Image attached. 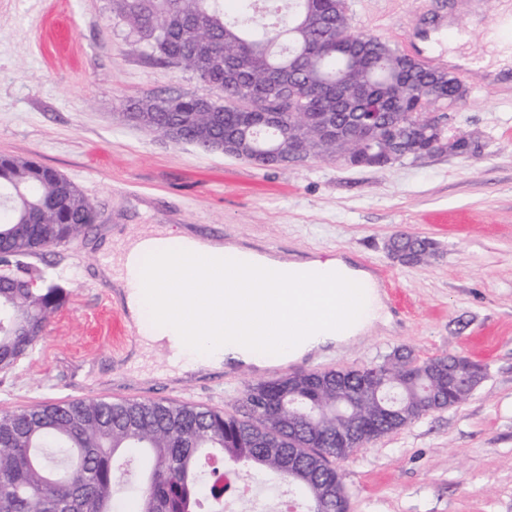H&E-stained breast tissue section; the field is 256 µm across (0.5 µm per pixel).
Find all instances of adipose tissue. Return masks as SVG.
I'll use <instances>...</instances> for the list:
<instances>
[{"mask_svg":"<svg viewBox=\"0 0 512 512\" xmlns=\"http://www.w3.org/2000/svg\"><path fill=\"white\" fill-rule=\"evenodd\" d=\"M498 19L499 26L487 34L489 52L481 62L454 50L448 53L449 62L490 72L511 67L512 43L504 35L512 30V0H501ZM94 246L103 257L101 277L113 288L139 335L135 354L166 349L172 355L168 369L172 377L222 371L228 353L261 368L299 360L321 348L367 336L388 322L371 274L337 256L273 260L166 225L128 236L117 246L107 232ZM320 282L335 289L358 282L367 287L364 311L345 334L319 325L308 313L304 294ZM241 288L248 289L253 304L280 307L299 317L305 324L303 332L275 337L274 352L257 354L249 323L227 322L220 316L221 311L239 309Z\"/></svg>","mask_w":512,"mask_h":512,"instance_id":"ef3b65f1","label":"adipose tissue"}]
</instances>
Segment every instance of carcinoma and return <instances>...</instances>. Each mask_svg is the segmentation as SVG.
Instances as JSON below:
<instances>
[{
	"mask_svg": "<svg viewBox=\"0 0 512 512\" xmlns=\"http://www.w3.org/2000/svg\"><path fill=\"white\" fill-rule=\"evenodd\" d=\"M234 17L224 0H112V16L149 60L182 68L220 100L188 95L120 100L128 116L175 143L206 151L224 139L247 138L255 148L298 139L313 158L345 159L382 134L396 139L401 158L415 159L430 144L414 116L431 102L451 106L465 89L446 71L421 66L381 38L351 30L343 0H236ZM240 62L236 89L224 93V60ZM277 73L288 87L305 83L307 98L293 113L288 97L268 84ZM366 98L352 104L377 112L375 127L355 122L336 106V90ZM261 112L280 113L279 130L254 126ZM342 127L340 139L321 142L323 120ZM94 204L60 172L29 158L0 156V369L11 368L43 335L48 316L68 299L66 289L27 259L85 236L95 223ZM396 250L414 264L434 252L433 242L398 233ZM397 363L361 370H330L325 380L296 381V399L318 409L312 419L289 412L288 381L247 388L240 416L208 407L152 400L78 399L0 411V512H117L114 485L126 474V449L143 448L151 469L139 474L133 512H198L199 455L212 448L225 462L284 475L303 443L314 449L303 487L305 512H347L336 505L334 461L411 425L432 401L452 408L467 399V382L448 386L455 357L419 361L395 351ZM401 392L412 413L400 422L377 413L371 389ZM353 401L356 417L336 435V409Z\"/></svg>",
	"mask_w": 512,
	"mask_h": 512,
	"instance_id": "cac0c4a2",
	"label": "carcinoma"
}]
</instances>
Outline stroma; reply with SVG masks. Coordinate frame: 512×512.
<instances>
[{
  "label": "stroma",
  "instance_id": "35a3bbf8",
  "mask_svg": "<svg viewBox=\"0 0 512 512\" xmlns=\"http://www.w3.org/2000/svg\"><path fill=\"white\" fill-rule=\"evenodd\" d=\"M354 30L400 52L420 34H466L484 50L490 0H346ZM112 16V0H0V156L54 168L94 204L85 237L46 251L36 269L70 293L45 334L0 370V410L78 398L153 399L236 414L249 385L295 372L358 369L397 349L426 360L459 355L487 376L460 406L337 460L349 512H512V76L451 72L465 97L448 107L453 131L479 156L407 159L383 169L311 159L264 167L174 143L126 117L121 99L212 90L151 63ZM153 224L281 255L333 252L384 267L389 327L288 364L169 378L166 350L131 365L137 339L115 323L92 247ZM432 240L435 255L393 262L397 232Z\"/></svg>",
  "mask_w": 512,
  "mask_h": 512
}]
</instances>
